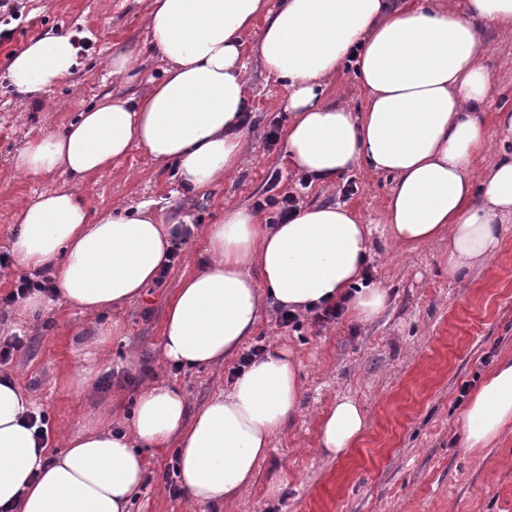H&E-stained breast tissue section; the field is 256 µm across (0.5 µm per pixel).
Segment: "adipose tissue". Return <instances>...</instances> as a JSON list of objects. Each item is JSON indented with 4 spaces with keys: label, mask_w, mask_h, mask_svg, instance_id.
I'll use <instances>...</instances> for the list:
<instances>
[{
    "label": "adipose tissue",
    "mask_w": 512,
    "mask_h": 512,
    "mask_svg": "<svg viewBox=\"0 0 512 512\" xmlns=\"http://www.w3.org/2000/svg\"><path fill=\"white\" fill-rule=\"evenodd\" d=\"M260 17L257 53L288 91L291 166L323 184L360 166L392 175L394 242L413 249L447 239L449 275L493 257L499 226L512 218V160L490 164L475 181L473 160L492 142L480 117L488 75L478 61V25L512 32V0L460 7L412 0L400 9L386 0H280L273 10L268 0H152L148 28L162 78L138 96H104L64 131L44 132L19 153L16 170L80 182L139 145L153 161L174 165L186 190L206 192L236 172L244 154L242 38ZM80 51L70 34L33 40L10 62L8 78L20 95H44L78 67ZM349 61L366 98L359 116L324 98L327 79ZM181 222L151 201L95 214L62 187L26 204L12 251L26 268L51 266L60 301L98 314L142 295ZM369 235L340 205L308 207L272 226L243 210L226 213L208 230L210 263L168 303L164 359L188 368L224 362L252 336L266 303L304 311L343 298L352 317L372 321L387 293L363 279ZM300 397L298 365L277 349L195 412L174 389L151 384L122 432L112 431L106 409L52 452L27 419L34 402L0 376V512H129L146 481V448H176L179 481L192 501L236 498ZM318 427L322 450L338 457L356 446L366 421L344 397ZM510 428L512 356L498 362L463 413L472 450L496 444Z\"/></svg>",
    "instance_id": "adipose-tissue-1"
}]
</instances>
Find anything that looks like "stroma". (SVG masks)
Here are the masks:
<instances>
[{
    "instance_id": "35a3bbf8",
    "label": "stroma",
    "mask_w": 512,
    "mask_h": 512,
    "mask_svg": "<svg viewBox=\"0 0 512 512\" xmlns=\"http://www.w3.org/2000/svg\"><path fill=\"white\" fill-rule=\"evenodd\" d=\"M150 0H24L12 41L0 45V250H9L24 206L34 193L71 186L95 211L165 200L188 214L195 226L162 285L116 312L88 315L50 298L39 312L18 320L15 306L0 304V337L19 336L24 347L0 365L31 395L46 419L49 449L84 429L100 408L121 423L134 404L143 378L175 385L189 409L228 386L238 358L197 370H180L162 358L165 309L182 279L209 259L205 236L225 212L252 211L266 194L294 190L299 174L282 144L267 145L270 129L284 131V82L263 67L256 45L259 28L244 36L243 58L254 124L246 130L240 171L201 195L182 189L171 170L154 164L147 151L132 147L112 167L81 182L63 177L32 181L15 169V158L45 131L63 130L105 95L144 92L159 77L161 62L150 49ZM479 62L490 76L483 104L493 134L491 159L512 158V36L481 28ZM85 34L80 65L51 93L20 99L7 79L10 55L45 34ZM139 50L141 74L120 82L101 61L125 49ZM327 101L361 114L365 95L354 66L344 65L326 87ZM279 173L271 184V173ZM357 190L345 193L347 182ZM392 176L358 167L334 185L311 183L301 204H340L371 228L367 260L372 284L385 288L388 304L371 322L350 314L324 327L310 315L296 328L278 325L273 307H263L252 342L285 349L299 364L300 410L258 464L250 489L219 505L171 497L165 473L174 450L145 449L146 482L130 512H512V434L480 452L465 447L461 387L476 389L496 361L512 353V223L501 228V248L485 264L449 277L448 244L413 250L397 246L385 221ZM121 335L92 347L93 335L112 318ZM92 368L89 395H77L69 376ZM362 408L366 431L349 455L332 457L319 446L318 419L336 398Z\"/></svg>"
}]
</instances>
